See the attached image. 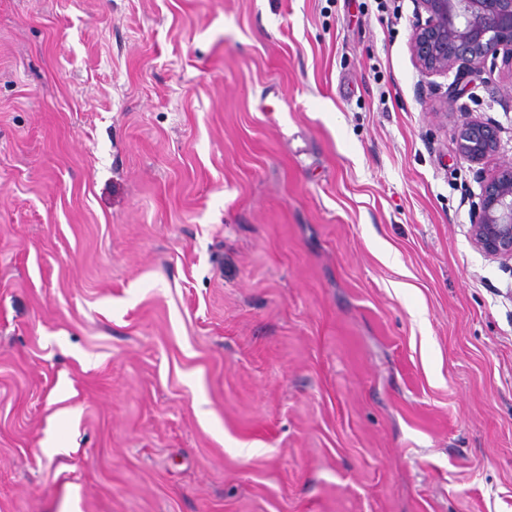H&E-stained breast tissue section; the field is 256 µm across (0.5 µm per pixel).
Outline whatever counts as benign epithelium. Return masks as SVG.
<instances>
[{
  "mask_svg": "<svg viewBox=\"0 0 512 512\" xmlns=\"http://www.w3.org/2000/svg\"><path fill=\"white\" fill-rule=\"evenodd\" d=\"M410 49L426 77L448 76L447 99L458 104L457 85L481 79L500 61L512 68V0H414ZM502 149L500 128L489 120L465 121L456 133V152L470 164H483ZM481 192L472 210L474 247L493 260L512 262V162L490 172L476 171Z\"/></svg>",
  "mask_w": 512,
  "mask_h": 512,
  "instance_id": "benign-epithelium-1",
  "label": "benign epithelium"
}]
</instances>
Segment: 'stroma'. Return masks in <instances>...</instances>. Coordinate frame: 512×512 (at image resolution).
I'll return each instance as SVG.
<instances>
[{
	"label": "stroma",
	"instance_id": "35a3bbf8",
	"mask_svg": "<svg viewBox=\"0 0 512 512\" xmlns=\"http://www.w3.org/2000/svg\"><path fill=\"white\" fill-rule=\"evenodd\" d=\"M412 0H0V512H512V267ZM512 159V70L464 87Z\"/></svg>",
	"mask_w": 512,
	"mask_h": 512
}]
</instances>
